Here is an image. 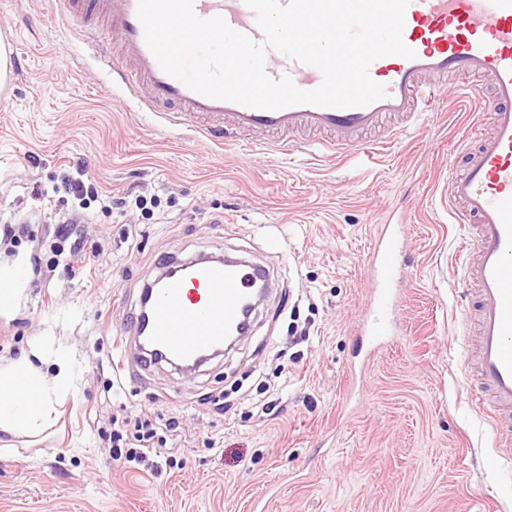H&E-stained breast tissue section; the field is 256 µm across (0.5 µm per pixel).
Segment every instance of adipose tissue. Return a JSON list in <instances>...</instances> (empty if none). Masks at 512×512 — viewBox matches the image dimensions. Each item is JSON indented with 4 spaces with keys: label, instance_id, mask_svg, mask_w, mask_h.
<instances>
[{
    "label": "adipose tissue",
    "instance_id": "obj_1",
    "mask_svg": "<svg viewBox=\"0 0 512 512\" xmlns=\"http://www.w3.org/2000/svg\"><path fill=\"white\" fill-rule=\"evenodd\" d=\"M32 355L0 363V430L27 437L40 436L56 420L58 407L73 391L74 367L70 357L55 354L52 371L35 366Z\"/></svg>",
    "mask_w": 512,
    "mask_h": 512
}]
</instances>
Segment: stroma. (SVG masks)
Here are the masks:
<instances>
[{"label": "stroma", "mask_w": 512, "mask_h": 512, "mask_svg": "<svg viewBox=\"0 0 512 512\" xmlns=\"http://www.w3.org/2000/svg\"><path fill=\"white\" fill-rule=\"evenodd\" d=\"M14 63L0 99V261L31 263L26 295L0 314V360L40 341L68 349L76 390L41 436L0 449V512H512L487 461L491 426L466 384L471 339L450 266L459 244L434 197L467 109L364 136L356 157L264 156L161 124L84 51L59 0H0ZM100 199L70 210L79 249L62 252L63 179ZM154 198L149 209L135 196ZM110 207H103L102 199ZM406 227L400 329L373 358L356 331L377 224ZM243 255L274 290L234 350L183 375L142 369L115 340L165 255ZM148 415L167 432L159 472L109 458L113 421Z\"/></svg>", "instance_id": "stroma-1"}]
</instances>
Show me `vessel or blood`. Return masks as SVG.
<instances>
[{
	"mask_svg": "<svg viewBox=\"0 0 512 512\" xmlns=\"http://www.w3.org/2000/svg\"><path fill=\"white\" fill-rule=\"evenodd\" d=\"M78 8L81 23L103 20L119 47L117 59H104L118 82L141 93L146 106H158L172 126L191 127L199 138L239 142L241 134L258 132L264 139L250 150L281 154L297 148L342 156L355 151L361 133L376 129L385 117L408 115L418 122L444 103L448 77L460 81L461 97L475 94V79L491 81L480 107L490 131L476 149L457 142L453 154L463 156V169L449 168L438 202L452 223L473 238V250L456 257L464 292L476 305L462 303V323H475L473 363L478 390L496 421L492 460L512 466V0H410L403 40L414 59L387 56L369 69L383 84L386 98L359 108L310 105L281 110L249 108L198 94L167 74L149 51L136 13L137 0H64ZM196 16L222 17L233 30L254 41L263 33L244 0H193ZM265 71L272 78L290 76L302 90L317 88L321 71L271 50ZM171 270L161 286L145 282L148 313L130 320L144 330L150 349L141 363L153 367L167 361H191L223 353L228 336L237 332L245 305L257 284L271 286L265 267L242 257L221 258L195 266L170 258ZM411 263L402 228L381 227L368 261L369 301L358 331L366 348L377 347L396 330L402 274Z\"/></svg>",
	"mask_w": 512,
	"mask_h": 512,
	"instance_id": "vessel-or-blood-1",
	"label": "vessel or blood"
}]
</instances>
